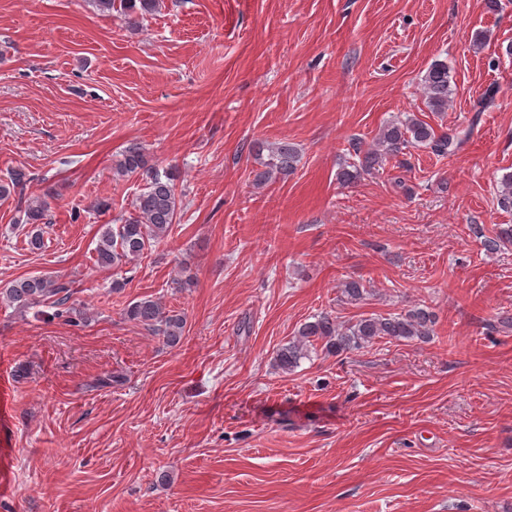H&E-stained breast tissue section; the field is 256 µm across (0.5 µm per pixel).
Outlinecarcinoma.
I'll use <instances>...</instances> for the list:
<instances>
[{
	"label": "carcinoma",
	"instance_id": "1",
	"mask_svg": "<svg viewBox=\"0 0 512 512\" xmlns=\"http://www.w3.org/2000/svg\"><path fill=\"white\" fill-rule=\"evenodd\" d=\"M160 0H91L101 13L114 10L127 15H147L155 12ZM421 84L429 111L439 114L448 111L453 93L452 76L448 64L442 60L433 61L422 76ZM466 136L455 129L437 131L431 124L416 116L407 115L387 122L380 131L375 146L365 149L361 142L351 144L358 161L349 162L337 173L343 184L356 182L362 174L381 167L390 157H397L406 149L423 146L431 152L445 156L454 154L464 143ZM259 160V168L253 171V183L266 185L274 179L292 174L299 162L298 150L288 142H261L254 148ZM121 177L134 174L146 180L145 190L136 198L134 213L123 223L103 226L97 245V261L103 267H119L139 258L150 244L165 236L175 223L179 208L176 193V174L171 169L160 170L150 163L144 149L132 144L128 146L115 167ZM28 175L15 170L9 181L0 183V199L23 188ZM499 205L512 209V174L501 179L498 198ZM48 198L38 197L25 207V223L31 226L29 244L34 249L43 245V235L39 224L49 212ZM473 232L483 238L486 252L494 253L501 247L512 245V225L500 228L490 237L475 226ZM0 297L19 307H28L49 299L62 306L70 297L69 285L51 275H36L16 279L6 288L0 289ZM125 316L128 320L158 328L169 344L178 343L184 333L185 319L180 314L162 311L158 302L144 298L131 303ZM436 317L422 308L409 309L403 313L383 316H368L354 322L338 323L328 313L314 316V320L304 322L296 332V339L281 346L276 351V363L285 371L298 367L301 359L308 356L313 342L323 343V349L332 354L348 353L371 345L376 339L388 337L395 340L427 339L434 333Z\"/></svg>",
	"mask_w": 512,
	"mask_h": 512
}]
</instances>
